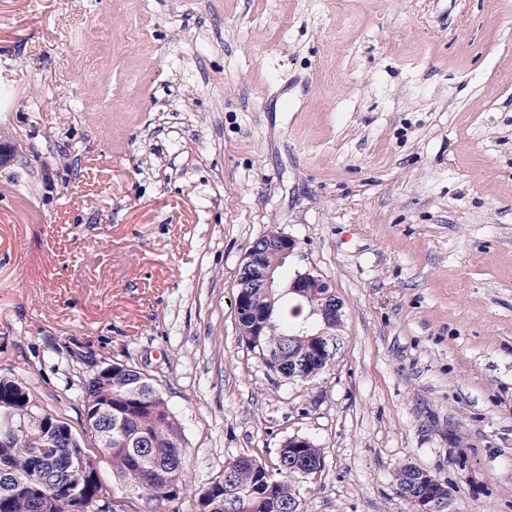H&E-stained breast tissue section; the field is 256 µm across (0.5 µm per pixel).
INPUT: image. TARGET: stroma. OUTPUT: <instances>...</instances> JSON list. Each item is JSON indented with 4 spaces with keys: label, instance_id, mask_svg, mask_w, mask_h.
<instances>
[{
    "label": "stroma",
    "instance_id": "obj_1",
    "mask_svg": "<svg viewBox=\"0 0 512 512\" xmlns=\"http://www.w3.org/2000/svg\"><path fill=\"white\" fill-rule=\"evenodd\" d=\"M0 378L84 430L83 375L157 383L194 512L229 460L322 449L305 512H512V0H0ZM297 238L345 345L316 379L238 334L250 244ZM418 467L407 465L399 469L393 478L396 494L405 500L408 504L406 493L415 494L419 488V493L414 498L416 512H453V493L451 487L442 483L430 475L426 470L420 469L419 475L414 478L413 472Z\"/></svg>",
    "mask_w": 512,
    "mask_h": 512
}]
</instances>
